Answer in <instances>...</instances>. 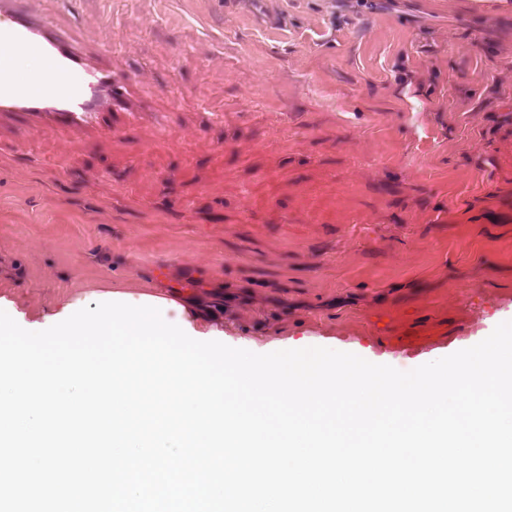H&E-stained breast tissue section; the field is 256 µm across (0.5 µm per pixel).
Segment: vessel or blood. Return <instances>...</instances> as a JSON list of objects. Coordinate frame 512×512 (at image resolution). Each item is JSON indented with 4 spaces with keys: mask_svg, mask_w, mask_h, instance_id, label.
<instances>
[{
    "mask_svg": "<svg viewBox=\"0 0 512 512\" xmlns=\"http://www.w3.org/2000/svg\"><path fill=\"white\" fill-rule=\"evenodd\" d=\"M0 120L34 130H92L114 134L115 100L128 80L101 59L73 46L36 9H18L16 0H0ZM37 55L52 78L20 75L15 56Z\"/></svg>",
    "mask_w": 512,
    "mask_h": 512,
    "instance_id": "obj_1",
    "label": "vessel or blood"
}]
</instances>
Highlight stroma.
I'll return each mask as SVG.
<instances>
[{
	"label": "stroma",
	"instance_id": "stroma-1",
	"mask_svg": "<svg viewBox=\"0 0 512 512\" xmlns=\"http://www.w3.org/2000/svg\"><path fill=\"white\" fill-rule=\"evenodd\" d=\"M112 137L0 126V296L160 294L408 371L512 317V0H41Z\"/></svg>",
	"mask_w": 512,
	"mask_h": 512
}]
</instances>
